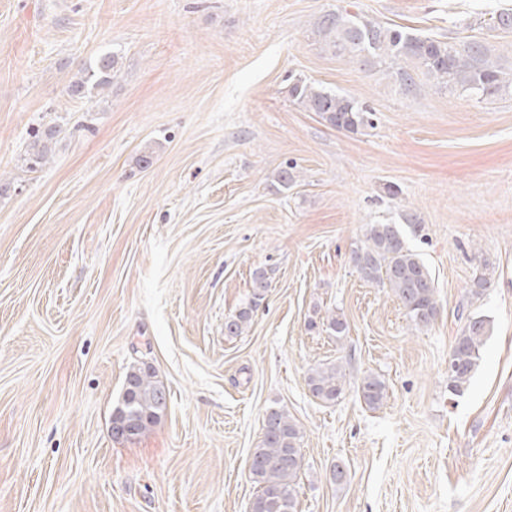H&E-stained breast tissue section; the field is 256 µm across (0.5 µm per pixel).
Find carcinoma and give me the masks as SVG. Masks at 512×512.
Returning a JSON list of instances; mask_svg holds the SVG:
<instances>
[{
	"instance_id": "cac0c4a2",
	"label": "carcinoma",
	"mask_w": 512,
	"mask_h": 512,
	"mask_svg": "<svg viewBox=\"0 0 512 512\" xmlns=\"http://www.w3.org/2000/svg\"><path fill=\"white\" fill-rule=\"evenodd\" d=\"M316 36L324 51L369 69H380L389 61L403 63L395 77L404 90L416 88L424 77L441 88L469 97L512 95V67H506L493 47L482 41L458 48L432 37L387 27L345 8L323 15ZM116 71L115 57L104 54L85 75L71 82L68 91L79 96L91 84L106 86ZM289 93L297 103L338 129L354 132L372 125V109L311 82L296 79ZM57 133L54 127L35 133L27 152L31 166L46 160ZM354 262L361 278L388 289L402 303L417 329H427L434 323L440 310L434 279L396 225H367L363 245L354 252ZM269 284L266 270L259 268L253 273L252 300L225 322V335L242 333ZM488 331L486 319L470 316L454 337L448 355L450 394L459 395L469 387ZM307 385L315 398L331 404L344 394L346 374L335 363L319 364L310 368ZM357 392L369 407L376 408L386 397V385L379 377L367 374L357 385ZM165 409L166 390L155 372L149 366L134 365L126 373L122 403L112 421H134L135 432L128 437L132 441L158 423ZM301 439L302 431L287 411L272 408L266 412L262 444L254 450L249 464V476L258 486L251 512H298L296 481L301 470Z\"/></svg>"
}]
</instances>
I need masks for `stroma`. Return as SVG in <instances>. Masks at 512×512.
I'll return each instance as SVG.
<instances>
[{
  "label": "stroma",
  "instance_id": "obj_1",
  "mask_svg": "<svg viewBox=\"0 0 512 512\" xmlns=\"http://www.w3.org/2000/svg\"><path fill=\"white\" fill-rule=\"evenodd\" d=\"M348 5L512 53L488 24L512 0H0V512H250L273 407L303 434L299 512H512V96L405 92L322 51L318 21ZM107 53L111 84L68 95ZM298 77L369 105L373 126L307 111ZM370 224L402 225L428 265L429 329L357 273ZM258 268L265 298L225 335ZM332 312L343 340L307 327ZM473 315L490 330L456 396L448 354ZM326 362L346 373L333 404L306 382ZM137 363L167 409L119 441ZM367 374L386 385L374 409L356 392ZM57 133L58 130L56 127H47L35 133L27 152V161L30 163L31 167L40 165L46 160L48 153L51 151V144Z\"/></svg>",
  "mask_w": 512,
  "mask_h": 512
}]
</instances>
